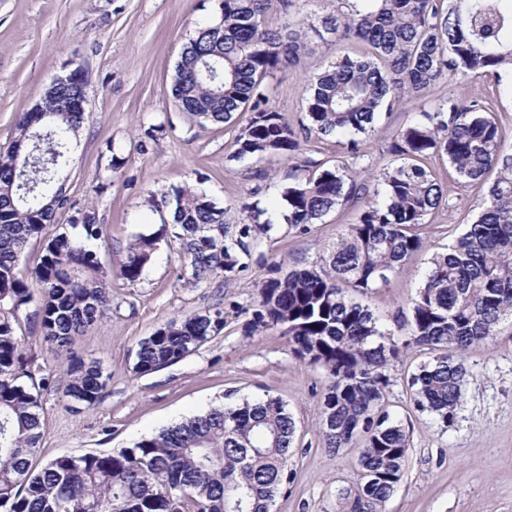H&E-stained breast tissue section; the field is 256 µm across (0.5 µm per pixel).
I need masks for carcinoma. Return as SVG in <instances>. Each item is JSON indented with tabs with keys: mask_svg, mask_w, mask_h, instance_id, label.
Listing matches in <instances>:
<instances>
[{
	"mask_svg": "<svg viewBox=\"0 0 512 512\" xmlns=\"http://www.w3.org/2000/svg\"><path fill=\"white\" fill-rule=\"evenodd\" d=\"M299 0H222L218 22L201 23L183 46L172 78L179 111L202 122L230 124L248 113L234 138L233 158L294 156L301 143L336 136L361 156V136L381 113L421 97L451 75L502 82L512 74V7L506 0H336L322 27L338 39L363 42L365 55H344L303 90L307 123L296 132L270 105L269 80L300 62L303 24L267 27L276 6L299 14ZM85 72L70 70L65 89L20 115L15 137L0 153V512H270L288 470L296 421L279 397L243 398L216 406L116 453H71L39 469L32 460L44 434L42 392L57 377L37 362L19 334L20 313L37 305L40 336L66 356L63 390L75 404L93 406L105 386L100 363L73 358L80 336L112 313V266L83 241L100 240L95 210L79 207L63 183L74 164L73 144L86 121L73 108ZM46 133L42 148L30 135ZM397 166L354 171L305 161L281 192L285 223L306 232L337 207L359 206L357 221L327 248L324 264L271 269L245 331L278 326L294 352L324 368L319 433L334 452L363 438L353 488L339 496V512H382L399 487L410 436L386 408L388 365L417 346L433 356L408 380L413 405L453 421L465 369L459 356L489 343L512 322V152L480 99L450 96L422 111L399 135ZM440 154L465 188L496 178L479 212L445 253L435 254L408 313L385 329L356 300L390 280L423 240L415 228L448 204L443 185L419 161ZM167 214L169 241L178 244L190 278L230 281L247 267L251 226L229 234L225 209L201 190L172 186L149 196ZM74 211L70 224L56 211ZM42 243L28 274L21 257ZM159 238L138 235L127 246L119 275L137 281ZM224 326V311L173 319L143 339L133 371L149 374L195 352ZM408 340L400 344L396 331Z\"/></svg>",
	"mask_w": 512,
	"mask_h": 512,
	"instance_id": "obj_1",
	"label": "carcinoma"
}]
</instances>
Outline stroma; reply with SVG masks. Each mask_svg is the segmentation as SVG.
Returning <instances> with one entry per match:
<instances>
[{
  "label": "stroma",
  "mask_w": 512,
  "mask_h": 512,
  "mask_svg": "<svg viewBox=\"0 0 512 512\" xmlns=\"http://www.w3.org/2000/svg\"><path fill=\"white\" fill-rule=\"evenodd\" d=\"M334 7L333 0H307L300 14L309 30L307 49L298 65L270 82V103L292 127L305 120L302 86L309 77L341 55L365 52L362 43L322 32L321 19ZM219 16V0H0V150L11 144L19 115L33 107L50 81L68 67L82 66L88 120L66 193L95 210L104 239L93 247L110 245L112 261L122 258L136 235L160 238L138 281L113 276L109 318L79 341L80 355L99 360L106 376L99 401L76 413L61 389L44 392V435L33 465L74 452L131 446L206 412L228 391L241 397L267 393L285 401L297 422L288 463L294 478L277 494L271 512H337L338 496L351 487L358 469L361 439L327 452L318 433L326 371L296 357L282 329L248 336L244 327L270 266L285 273L320 264L324 247L356 222L358 210H333L306 233L285 224L281 191L288 184L287 156L234 159V129L202 125L177 110L171 85L181 49L194 33V21ZM452 95L488 101L503 145L512 150V96L498 93L487 77L441 81L423 97L382 113L362 144V158H352L332 141L305 144L297 156L356 169L397 165L400 158L390 147L401 131L418 112ZM159 124L165 135L140 152L146 130ZM426 165L442 180L449 205L420 225L424 248L387 285L362 296L385 321L416 295L432 254L463 233L486 191L481 184L459 188L447 158L432 156ZM183 184L204 190L225 208L232 232L247 221L244 205L256 201L267 210L270 225L253 227L248 267L231 281L190 280L179 254L162 237L164 226L148 197ZM214 307L224 310L219 334L177 364L145 375L133 372L144 338L173 318ZM429 358L412 348L388 369L386 401L408 431L410 449L402 482L384 512H512V324L504 323L493 342L464 355L461 403L445 427L411 401L408 379Z\"/></svg>",
  "instance_id": "1"
}]
</instances>
